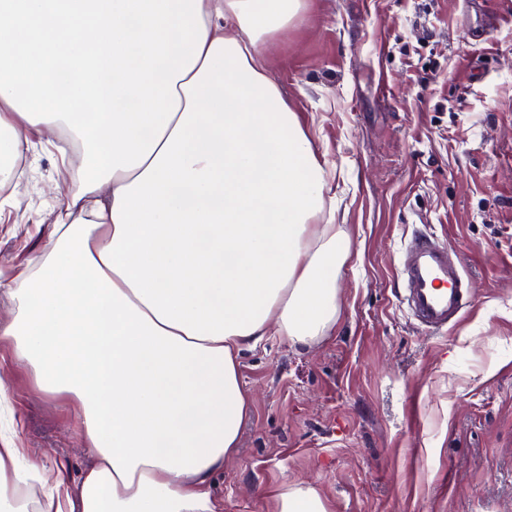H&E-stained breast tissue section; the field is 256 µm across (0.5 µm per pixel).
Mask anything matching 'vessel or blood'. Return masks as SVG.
Returning <instances> with one entry per match:
<instances>
[{"instance_id":"b4317fda","label":"vessel or blood","mask_w":512,"mask_h":512,"mask_svg":"<svg viewBox=\"0 0 512 512\" xmlns=\"http://www.w3.org/2000/svg\"><path fill=\"white\" fill-rule=\"evenodd\" d=\"M401 299L416 323L442 331L455 322L469 295L462 264L453 247L433 236L416 234L400 261Z\"/></svg>"}]
</instances>
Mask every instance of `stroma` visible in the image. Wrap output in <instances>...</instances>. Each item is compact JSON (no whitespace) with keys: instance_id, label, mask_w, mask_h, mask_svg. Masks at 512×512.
Segmentation results:
<instances>
[{"instance_id":"35a3bbf8","label":"stroma","mask_w":512,"mask_h":512,"mask_svg":"<svg viewBox=\"0 0 512 512\" xmlns=\"http://www.w3.org/2000/svg\"><path fill=\"white\" fill-rule=\"evenodd\" d=\"M267 75L336 167L350 259L328 339L271 335L244 354L251 397L213 493L272 512L310 485L329 512H512V0H302L261 43ZM0 212V279L50 247L53 149L19 160ZM426 230L462 259L472 297L442 332L411 323L397 267ZM0 437L88 458L77 417L0 344Z\"/></svg>"}]
</instances>
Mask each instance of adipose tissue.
<instances>
[{"instance_id": "1", "label": "adipose tissue", "mask_w": 512, "mask_h": 512, "mask_svg": "<svg viewBox=\"0 0 512 512\" xmlns=\"http://www.w3.org/2000/svg\"><path fill=\"white\" fill-rule=\"evenodd\" d=\"M301 0H0V188L35 140L61 165L55 243L0 281V342L78 410L77 479L0 446V512H222L239 362L269 334L309 348L350 251L315 223L332 188L265 74Z\"/></svg>"}]
</instances>
